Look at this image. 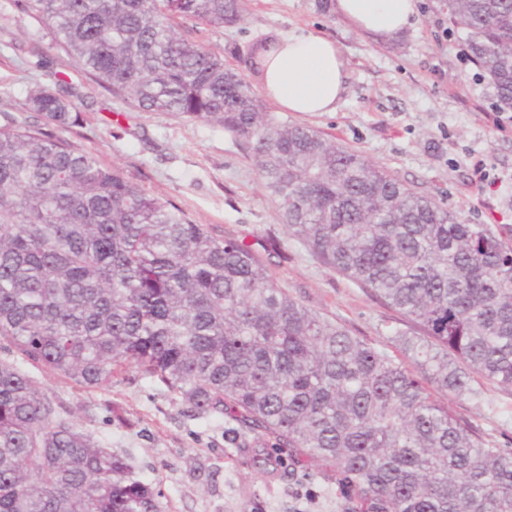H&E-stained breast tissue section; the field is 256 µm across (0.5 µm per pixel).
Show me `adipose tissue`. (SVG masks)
Returning a JSON list of instances; mask_svg holds the SVG:
<instances>
[{"instance_id":"ef3b65f1","label":"adipose tissue","mask_w":512,"mask_h":512,"mask_svg":"<svg viewBox=\"0 0 512 512\" xmlns=\"http://www.w3.org/2000/svg\"><path fill=\"white\" fill-rule=\"evenodd\" d=\"M359 31L389 39L405 31L417 0H333ZM347 64L338 44L310 31L283 36L264 62L262 91L287 112H332L345 88Z\"/></svg>"}]
</instances>
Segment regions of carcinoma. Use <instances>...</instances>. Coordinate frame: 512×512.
Listing matches in <instances>:
<instances>
[{
	"label": "carcinoma",
	"instance_id": "cac0c4a2",
	"mask_svg": "<svg viewBox=\"0 0 512 512\" xmlns=\"http://www.w3.org/2000/svg\"><path fill=\"white\" fill-rule=\"evenodd\" d=\"M501 112H512V0H444ZM81 70L145 112L216 123L250 150L289 237L417 323L414 376L281 288L256 248L218 239L39 125H0V512H159L127 460L59 415L17 360L94 388L131 369L199 417L228 414L262 470L346 512H512V450L433 399L512 388V245L335 139L265 110L224 57L186 36L242 0H29ZM27 109L75 123L68 82Z\"/></svg>",
	"mask_w": 512,
	"mask_h": 512
}]
</instances>
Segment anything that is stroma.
<instances>
[{"label": "stroma", "instance_id": "stroma-1", "mask_svg": "<svg viewBox=\"0 0 512 512\" xmlns=\"http://www.w3.org/2000/svg\"><path fill=\"white\" fill-rule=\"evenodd\" d=\"M316 31L336 41L348 61L345 90L332 112L266 111L319 130L439 201L465 224L504 229L512 243V126L496 130L489 118L496 95L480 67L467 60L463 32L453 27L442 0H418V16L399 36L380 41L356 31L318 0H243V19L219 32L198 27L192 39L223 55L253 92L262 76L251 70V45L290 33ZM52 71L35 68L37 57ZM67 81L78 120L55 128L57 137L117 165L147 193L183 209L218 238H242L255 247L280 243L266 265L276 283L306 306L334 319L390 355L412 374L420 369L389 327L415 336L419 327L369 291L320 264L289 239L276 203L265 192L245 144L223 127L161 112H142L74 67L25 0H0V124L13 118L38 123L25 99L31 89ZM485 160L491 181L476 182L475 160ZM44 397L64 416L113 452L135 476L161 490V512H343L334 481L318 477L319 492L265 475L229 438L225 415L198 418L164 385L132 372L95 389L24 362ZM472 393L434 391L460 420L489 441L512 448V389L473 375Z\"/></svg>", "mask_w": 512, "mask_h": 512}]
</instances>
